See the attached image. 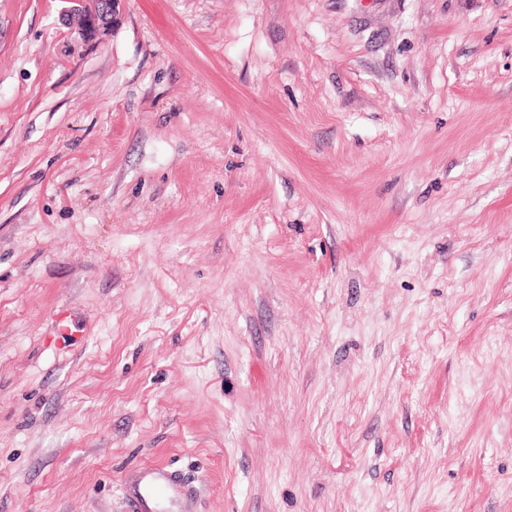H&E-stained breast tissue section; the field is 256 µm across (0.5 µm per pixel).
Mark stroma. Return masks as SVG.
Masks as SVG:
<instances>
[{"instance_id":"1","label":"stroma","mask_w":512,"mask_h":512,"mask_svg":"<svg viewBox=\"0 0 512 512\" xmlns=\"http://www.w3.org/2000/svg\"><path fill=\"white\" fill-rule=\"evenodd\" d=\"M0 0V512H512V0ZM121 0H63L64 15L77 19L78 33L85 42L96 40L113 22ZM196 490L168 465L150 464L132 471L126 512H193Z\"/></svg>"}]
</instances>
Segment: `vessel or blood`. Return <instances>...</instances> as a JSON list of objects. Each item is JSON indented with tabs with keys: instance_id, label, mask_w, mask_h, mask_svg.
<instances>
[{
	"instance_id": "vessel-or-blood-1",
	"label": "vessel or blood",
	"mask_w": 512,
	"mask_h": 512,
	"mask_svg": "<svg viewBox=\"0 0 512 512\" xmlns=\"http://www.w3.org/2000/svg\"><path fill=\"white\" fill-rule=\"evenodd\" d=\"M195 505V489L168 465L140 467L128 479L126 512H193Z\"/></svg>"
}]
</instances>
